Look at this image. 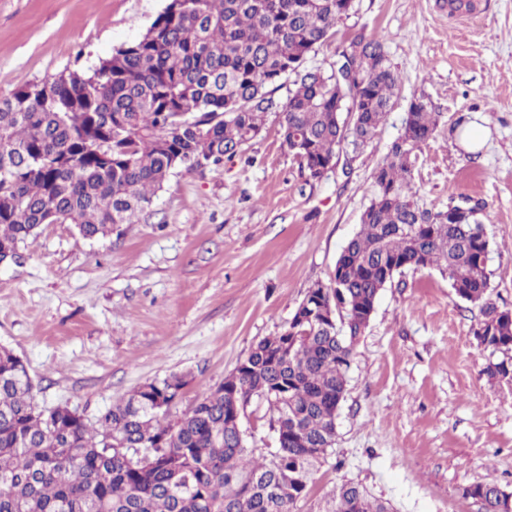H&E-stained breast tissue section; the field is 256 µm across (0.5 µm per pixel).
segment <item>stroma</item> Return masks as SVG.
Instances as JSON below:
<instances>
[{"mask_svg": "<svg viewBox=\"0 0 512 512\" xmlns=\"http://www.w3.org/2000/svg\"><path fill=\"white\" fill-rule=\"evenodd\" d=\"M353 0L310 60L330 69L354 33L382 38L399 92L376 137L307 179L276 114L220 167L170 176L133 224L84 238L42 225L0 268V346L26 363L37 403L95 419L170 374L186 384L175 422L260 340L282 331L308 288L330 282L372 198V173L425 93L441 122L412 180L420 205L482 203L490 297L512 311V0ZM167 0H0V98L81 71L137 40ZM488 131L481 149L463 128ZM477 305L446 276L408 270L381 292L354 346L336 441L295 512H324L353 481L394 512H482L466 487L512 491V381L472 327Z\"/></svg>", "mask_w": 512, "mask_h": 512, "instance_id": "35a3bbf8", "label": "stroma"}]
</instances>
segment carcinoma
Returning a JSON list of instances; mask_svg holds the SVG:
<instances>
[{"instance_id": "carcinoma-1", "label": "carcinoma", "mask_w": 512, "mask_h": 512, "mask_svg": "<svg viewBox=\"0 0 512 512\" xmlns=\"http://www.w3.org/2000/svg\"><path fill=\"white\" fill-rule=\"evenodd\" d=\"M353 0H168L136 41L86 72L60 74L0 98V242L22 243L41 224H75L92 239L134 224L178 168L219 166L280 117L283 143L316 168L365 147L398 95L382 42L363 31L337 49L338 74L307 65L336 35ZM289 84L283 102L273 93ZM358 85L353 121H341ZM442 115L414 98L402 135L373 173L359 231L329 284L304 295L297 338L260 340L216 388L175 423L165 421L185 386L146 383L90 421L66 407L41 409L22 360L0 347V512H294L312 471L336 438L360 316L406 270L436 268L458 297L480 306L472 327L503 358L486 368L512 379V311L488 293L489 241L477 212L448 222L415 199L418 151ZM346 318L345 335L322 315ZM267 401L281 447L261 457L240 444L229 408ZM144 454H139V451ZM464 495L502 512L507 491L477 483ZM326 512H389L345 482Z\"/></svg>"}]
</instances>
